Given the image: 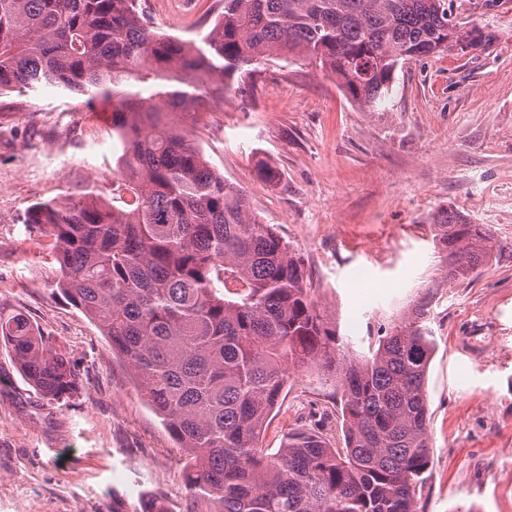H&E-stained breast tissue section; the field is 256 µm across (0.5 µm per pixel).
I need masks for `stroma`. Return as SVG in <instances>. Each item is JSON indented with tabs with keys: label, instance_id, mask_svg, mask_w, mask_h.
<instances>
[{
	"label": "stroma",
	"instance_id": "35a3bbf8",
	"mask_svg": "<svg viewBox=\"0 0 512 512\" xmlns=\"http://www.w3.org/2000/svg\"><path fill=\"white\" fill-rule=\"evenodd\" d=\"M159 31L198 41L224 0H139ZM460 20L494 31L488 48L397 69L377 110L319 67L276 58L236 79L187 129L208 164L246 195L301 257L310 295L353 356L368 354L414 301L432 300L426 381L433 454L417 512H512V254L447 280L433 240L444 211L512 240V0ZM112 102L53 87L0 94V309L25 314L75 361L82 385L37 397L0 345V512H209L183 478L185 452L131 372L78 309L52 296L45 238L25 210L92 191L112 197ZM274 168L277 182L256 170ZM320 432L343 445L336 391L296 373L263 433Z\"/></svg>",
	"mask_w": 512,
	"mask_h": 512
}]
</instances>
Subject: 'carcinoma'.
<instances>
[{
	"instance_id": "carcinoma-1",
	"label": "carcinoma",
	"mask_w": 512,
	"mask_h": 512,
	"mask_svg": "<svg viewBox=\"0 0 512 512\" xmlns=\"http://www.w3.org/2000/svg\"><path fill=\"white\" fill-rule=\"evenodd\" d=\"M453 2L224 0L198 44L158 33L137 0H0V92L51 86L112 100V202L91 191L36 203L23 223L49 238L52 293L127 364L211 512H416L435 341L420 300L371 357L345 358L300 259L185 127L236 73L278 56L319 66L372 110L404 64L495 39L455 20ZM435 228L450 280L512 253L490 225L458 214ZM0 342L42 398L79 388L70 357L22 313L0 311ZM291 370L334 383L344 447L314 433L261 447Z\"/></svg>"
}]
</instances>
